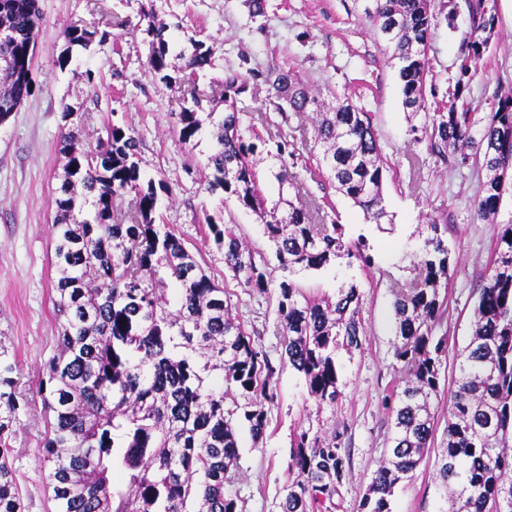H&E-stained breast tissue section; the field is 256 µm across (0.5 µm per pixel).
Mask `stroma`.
I'll use <instances>...</instances> for the list:
<instances>
[{"instance_id":"stroma-1","label":"stroma","mask_w":512,"mask_h":512,"mask_svg":"<svg viewBox=\"0 0 512 512\" xmlns=\"http://www.w3.org/2000/svg\"><path fill=\"white\" fill-rule=\"evenodd\" d=\"M439 19L428 51L437 99L448 94V78L460 53V28L466 27V0H431ZM368 0H265V13L252 15L248 0H40L42 20L37 36L33 76L36 89L18 112L0 123V343L14 357L22 394L19 420L7 437L24 512H54L46 486L41 450L47 424L39 385L43 363L58 336L54 309L56 271L52 222L64 157L62 132L80 131L85 143L97 146L107 123L131 126L140 139L144 177L164 179L171 196H159L160 223L183 238L202 265L214 274L245 329L260 335L263 350L278 359L281 346L274 295L255 296L233 278L203 222L204 213L223 214L281 280L275 249L257 216L223 195L205 189V167L211 152L209 132L184 145L172 129L187 87L169 86L145 68L146 35L138 22L142 9L170 25L178 47L189 39L213 50L212 65L197 82L210 98L207 110L223 112L219 85L232 70L267 75L278 67L292 69L301 83L324 97L353 95L371 117L387 159L383 205L394 229L378 232L362 211L334 188L300 173L299 191L288 199L328 198L327 215L354 239L365 236L371 266L337 260L319 271L293 276L304 294H334L345 282L362 294L363 345L338 349L336 366L343 395L336 406H317L302 375L291 367L274 376L277 397L266 404L269 427L254 441L246 425H238L243 476L236 489L245 512H278L288 483L291 439L306 427L346 432L349 477L342 487L340 512H358L379 461L387 452L391 417L385 398L398 383L394 356L396 323L392 282L406 278L421 231L434 220L447 224L444 239L451 266L448 312L440 327L448 337L446 377H459L460 352L472 331L476 290L493 256L496 236L512 224V197L504 196L494 224L476 222L473 202L484 174L475 166L451 167L431 154L421 133L424 114L404 112L398 66L376 41L364 9ZM496 17L495 35L478 63L471 98L487 106L495 93L512 91V0H488ZM454 22H447L449 11ZM72 25L109 30L104 44L72 51L67 67L58 59L67 49L64 31ZM95 73L93 81L83 77ZM445 493L433 459L416 469L410 484L398 489L392 512H446Z\"/></svg>"}]
</instances>
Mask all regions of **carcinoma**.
<instances>
[{"instance_id": "cac0c4a2", "label": "carcinoma", "mask_w": 512, "mask_h": 512, "mask_svg": "<svg viewBox=\"0 0 512 512\" xmlns=\"http://www.w3.org/2000/svg\"><path fill=\"white\" fill-rule=\"evenodd\" d=\"M468 26L462 33L457 71L448 78V101L428 106V50L438 24L431 0H373L368 21L391 60L399 64L402 106L429 113L424 134L431 153L446 162L473 163L485 172L474 219L494 223L503 196L512 194V92L493 96L481 112L466 91L478 73L492 36L495 14L486 0H467ZM41 13L38 0H0V123L33 92L32 64ZM140 21L149 38V73L175 85L211 66L212 49L192 39L170 74L173 39L169 27L144 11ZM70 48L107 41L108 32L70 26ZM265 83L282 101L281 121L289 113L315 115V143L322 155L288 151L280 137L277 156L289 155L275 174L279 199L267 206L258 180V148L266 143L258 127L268 116L252 117L249 136L241 131L236 97L250 77L224 78V115L201 113L202 99L175 114L174 131L184 145L211 120L214 146L207 158L206 190L260 217L276 247L280 269L276 314L282 351L280 364L302 374L318 406L341 397L336 350L362 346L361 295L354 283L333 297H311L290 275L321 269L338 258L371 263L367 240L344 241L343 225L321 224L323 207L284 199L297 175L288 170L303 159L313 179L331 184L383 229L386 213L381 186L386 163L370 117L346 98L334 106L321 93L300 86L288 69L274 70ZM106 142L92 150L80 133L61 135L63 166L53 219L54 256L59 274L54 302L60 323L57 351L44 364L43 408L52 417L42 448L49 464L48 485L55 512H243L235 483L240 456L235 423L263 439L265 402L275 394L276 366L231 312L224 288L207 273L174 229L156 223L158 193H171L163 181H142L139 140L133 128L106 127ZM133 195L134 211L114 213L118 196ZM288 212H281V205ZM224 263L256 295L269 294L272 280L265 261L224 218L204 216ZM423 250L411 262L412 277L394 280L393 310L401 391L388 406L394 416L392 446L374 473L360 512H391L396 489L409 483L434 439L433 398L439 395L447 339L435 335L446 312L450 255L441 225H426ZM166 269L177 297L158 287ZM461 375L453 381L445 448L435 460L441 484L449 489L448 512H512V225L497 235L495 256L478 290L474 329L461 351ZM214 371L225 389L209 387ZM17 365L0 345V436L17 421ZM245 403H240L239 399ZM343 433L326 436L304 429L289 449L288 484L279 512H335L348 477ZM10 450L0 448V512H23Z\"/></svg>"}]
</instances>
